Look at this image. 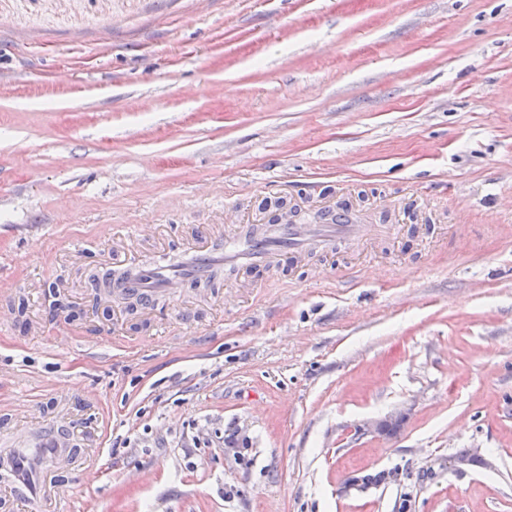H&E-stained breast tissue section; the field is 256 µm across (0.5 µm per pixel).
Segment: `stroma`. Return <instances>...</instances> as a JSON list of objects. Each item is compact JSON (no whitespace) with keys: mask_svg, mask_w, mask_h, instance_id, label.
I'll list each match as a JSON object with an SVG mask.
<instances>
[{"mask_svg":"<svg viewBox=\"0 0 512 512\" xmlns=\"http://www.w3.org/2000/svg\"><path fill=\"white\" fill-rule=\"evenodd\" d=\"M277 198L390 231L94 306ZM53 423L47 512H512V0H0V439Z\"/></svg>","mask_w":512,"mask_h":512,"instance_id":"1","label":"stroma"}]
</instances>
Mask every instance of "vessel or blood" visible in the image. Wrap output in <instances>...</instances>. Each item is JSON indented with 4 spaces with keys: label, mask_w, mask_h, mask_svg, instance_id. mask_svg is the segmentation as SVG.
<instances>
[{
    "label": "vessel or blood",
    "mask_w": 512,
    "mask_h": 512,
    "mask_svg": "<svg viewBox=\"0 0 512 512\" xmlns=\"http://www.w3.org/2000/svg\"><path fill=\"white\" fill-rule=\"evenodd\" d=\"M367 230V225L345 211L332 221L286 222L262 229L251 226L180 259L172 261L163 255L139 265L133 279L114 281L112 289L117 293L132 291L155 301L173 295L177 286L206 279L213 271L270 267L300 252L324 251L339 242L360 241ZM75 445L67 427L39 426L31 441L9 451L6 465L0 468V482L10 486L15 500L26 504L28 512H44L43 471L70 459Z\"/></svg>",
    "instance_id": "1"
}]
</instances>
